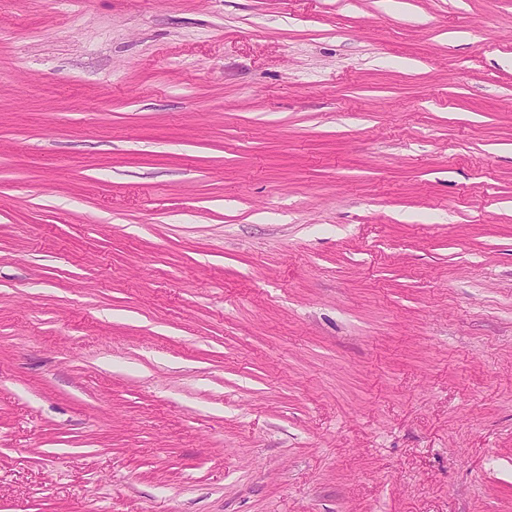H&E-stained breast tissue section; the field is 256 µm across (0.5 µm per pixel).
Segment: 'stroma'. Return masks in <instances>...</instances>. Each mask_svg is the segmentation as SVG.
<instances>
[{"label": "stroma", "mask_w": 512, "mask_h": 512, "mask_svg": "<svg viewBox=\"0 0 512 512\" xmlns=\"http://www.w3.org/2000/svg\"><path fill=\"white\" fill-rule=\"evenodd\" d=\"M0 512H512V0H0Z\"/></svg>", "instance_id": "1"}]
</instances>
